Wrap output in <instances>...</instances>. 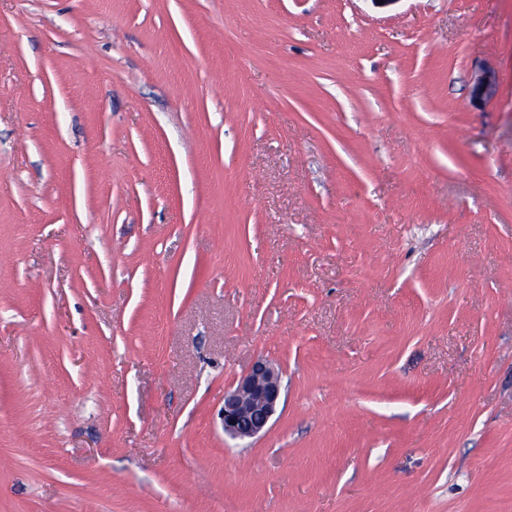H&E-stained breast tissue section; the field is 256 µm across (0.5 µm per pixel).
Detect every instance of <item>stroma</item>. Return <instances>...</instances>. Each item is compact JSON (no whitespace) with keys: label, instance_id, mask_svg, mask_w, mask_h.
Here are the masks:
<instances>
[{"label":"stroma","instance_id":"obj_1","mask_svg":"<svg viewBox=\"0 0 512 512\" xmlns=\"http://www.w3.org/2000/svg\"><path fill=\"white\" fill-rule=\"evenodd\" d=\"M0 512H512V0H0ZM497 89L498 77L496 72L489 67H485L481 70L473 85L472 100L476 104H483L496 95ZM282 373L267 359H258L237 383L224 393L221 419L224 434L253 439L265 434L283 396Z\"/></svg>","mask_w":512,"mask_h":512}]
</instances>
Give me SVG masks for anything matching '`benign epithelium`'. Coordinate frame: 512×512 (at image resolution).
Masks as SVG:
<instances>
[{
  "instance_id": "7a95c632",
  "label": "benign epithelium",
  "mask_w": 512,
  "mask_h": 512,
  "mask_svg": "<svg viewBox=\"0 0 512 512\" xmlns=\"http://www.w3.org/2000/svg\"><path fill=\"white\" fill-rule=\"evenodd\" d=\"M496 72L485 67L476 78L471 97L483 104L497 93ZM282 373L267 359H258L237 383L224 392L221 419L224 434L234 439H253L266 433L283 396Z\"/></svg>"
}]
</instances>
